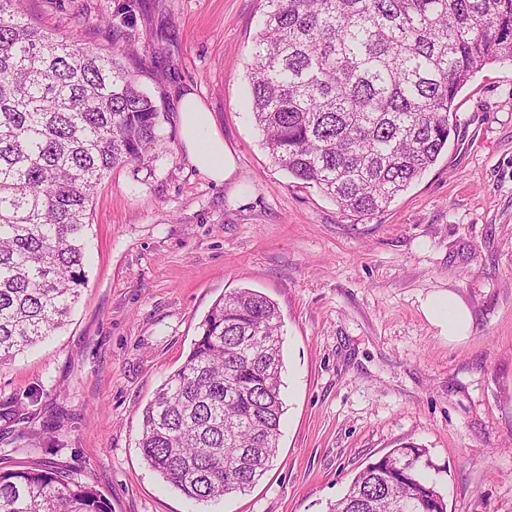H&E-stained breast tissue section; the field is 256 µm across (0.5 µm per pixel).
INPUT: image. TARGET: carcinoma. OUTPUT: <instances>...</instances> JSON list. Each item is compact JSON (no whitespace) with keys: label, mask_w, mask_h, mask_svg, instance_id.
<instances>
[{"label":"carcinoma","mask_w":512,"mask_h":512,"mask_svg":"<svg viewBox=\"0 0 512 512\" xmlns=\"http://www.w3.org/2000/svg\"><path fill=\"white\" fill-rule=\"evenodd\" d=\"M251 108L275 163L340 210L369 218L438 159L454 100L512 60V0H263ZM126 20L113 50L59 40L0 0V367L66 325L86 285L98 185L161 145ZM281 317L264 294L216 301L184 364L142 410L148 467L184 496L245 493L276 456ZM410 442L369 463L327 512H447ZM0 512H111L86 481L41 466L0 471Z\"/></svg>","instance_id":"cac0c4a2"}]
</instances>
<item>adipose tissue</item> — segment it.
<instances>
[{"label":"adipose tissue","mask_w":512,"mask_h":512,"mask_svg":"<svg viewBox=\"0 0 512 512\" xmlns=\"http://www.w3.org/2000/svg\"><path fill=\"white\" fill-rule=\"evenodd\" d=\"M180 117L182 142L199 170L218 183L231 178L235 171L234 158L217 133L211 113L194 93L184 95ZM423 310L449 341L467 337L471 315L456 293L428 297Z\"/></svg>","instance_id":"1"}]
</instances>
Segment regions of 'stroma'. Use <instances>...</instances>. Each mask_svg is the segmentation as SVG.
Wrapping results in <instances>:
<instances>
[{
	"instance_id": "1",
	"label": "stroma",
	"mask_w": 512,
	"mask_h": 512,
	"mask_svg": "<svg viewBox=\"0 0 512 512\" xmlns=\"http://www.w3.org/2000/svg\"><path fill=\"white\" fill-rule=\"evenodd\" d=\"M127 2H25L41 27L92 43L129 18L162 145L99 185L68 325L0 368V471L63 472L112 512H326L366 464L413 442L448 512H512V61L473 75L436 163L360 219L263 144L249 109L261 0ZM187 91L234 157L224 183L183 145ZM238 288L280 309L279 449L247 494L194 504L145 463L142 410ZM448 291L473 318L460 342L423 311Z\"/></svg>"
}]
</instances>
